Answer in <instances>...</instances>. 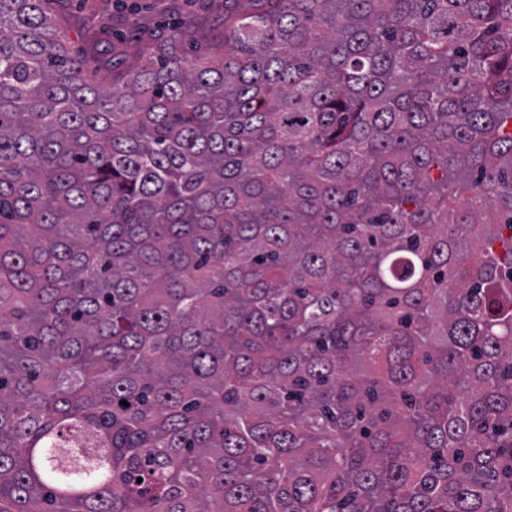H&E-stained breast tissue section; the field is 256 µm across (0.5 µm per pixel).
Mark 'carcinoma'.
Wrapping results in <instances>:
<instances>
[{
    "label": "carcinoma",
    "instance_id": "carcinoma-1",
    "mask_svg": "<svg viewBox=\"0 0 512 512\" xmlns=\"http://www.w3.org/2000/svg\"><path fill=\"white\" fill-rule=\"evenodd\" d=\"M62 2L0 0V512H512V0H224L110 82ZM207 7L204 11L205 24L202 30V36L207 41L219 38L224 26V0L205 1Z\"/></svg>",
    "mask_w": 512,
    "mask_h": 512
}]
</instances>
